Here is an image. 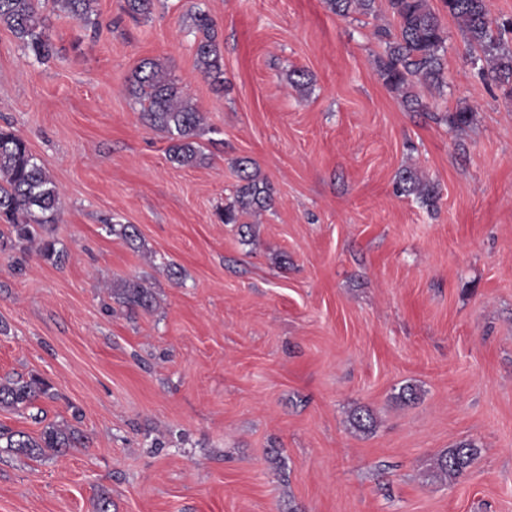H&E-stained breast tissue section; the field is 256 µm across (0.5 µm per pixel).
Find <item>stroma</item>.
<instances>
[{
    "label": "stroma",
    "instance_id": "obj_1",
    "mask_svg": "<svg viewBox=\"0 0 512 512\" xmlns=\"http://www.w3.org/2000/svg\"><path fill=\"white\" fill-rule=\"evenodd\" d=\"M122 3L96 0L95 28L51 12L45 63L0 26V128L59 187L66 255L0 253V379L45 378L37 408L88 438L40 460L0 448V512H96L103 493L111 512H512V84L479 76L446 14L445 86L415 85L411 112L377 74L388 11L157 0L135 21ZM200 11L220 92L195 67ZM145 59L201 112L204 163H171L142 123ZM243 157L274 189L246 239L216 217ZM406 166L434 208L395 194ZM128 280L150 311L118 303ZM462 442L478 458L443 477ZM478 454V448L472 444H460L437 459V469L448 478H457L472 465Z\"/></svg>",
    "mask_w": 512,
    "mask_h": 512
}]
</instances>
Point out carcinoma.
I'll return each mask as SVG.
<instances>
[{"label": "carcinoma", "mask_w": 512, "mask_h": 512, "mask_svg": "<svg viewBox=\"0 0 512 512\" xmlns=\"http://www.w3.org/2000/svg\"><path fill=\"white\" fill-rule=\"evenodd\" d=\"M53 6L85 25H97L92 19L95 0H52ZM443 10L460 25L471 48L482 52L478 60L484 77L503 83L512 82V51L502 49V30H512V22L497 28L489 18L485 0H441ZM377 0H325L327 8L340 17L352 13H376ZM153 0H124L123 11L132 18L148 17ZM387 7L396 20V31L380 28L376 35L385 44V55L377 61V73L392 91L402 94L411 109L420 111L425 105L412 94L414 82L439 89L444 83L442 53L446 34L439 14L429 0H387ZM42 0H0V25L7 27L22 41L35 58L46 61L54 50L44 39L45 17ZM195 61L199 73L217 89L224 88V57L216 43L213 23L207 14L195 15ZM132 92L141 106L140 118L150 128L167 133L169 161L179 166H193L204 158L196 141L201 129V113L192 100L167 78L160 65L145 60L133 75ZM234 201L218 213L224 224L240 225L242 237L251 235L252 227L242 218L271 208L273 189L260 178L256 163L250 158L238 161ZM396 193L415 196L433 207L438 198L437 187L422 178L413 168L398 171ZM61 211L60 191L47 169L30 151L27 141L14 131L0 129V222L8 224V233L0 232V251L26 252L27 245L37 244V253L44 260L58 264L64 252L54 241L43 236L48 224L58 220ZM118 302L128 310L148 311L153 295L140 282H124ZM51 385L38 375L7 378L0 382V408L25 410L49 395ZM352 425L361 432L374 429L376 420L368 410H359L351 417ZM78 431L54 423L43 426L32 436L23 431L0 427V448L31 459L49 453L59 455L81 443ZM479 449L471 444L451 448L437 459V469L450 478L462 475L476 460Z\"/></svg>", "instance_id": "obj_1"}]
</instances>
